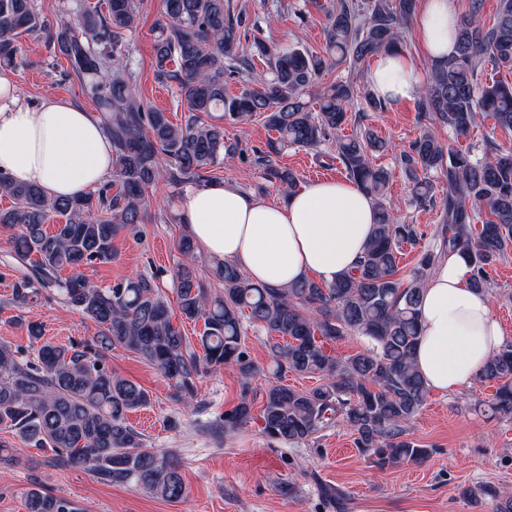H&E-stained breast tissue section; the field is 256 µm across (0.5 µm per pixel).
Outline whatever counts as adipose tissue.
Masks as SVG:
<instances>
[{
    "label": "adipose tissue",
    "mask_w": 512,
    "mask_h": 512,
    "mask_svg": "<svg viewBox=\"0 0 512 512\" xmlns=\"http://www.w3.org/2000/svg\"><path fill=\"white\" fill-rule=\"evenodd\" d=\"M457 29L450 0H423L417 38L430 60L453 52ZM367 79L392 106L416 97L424 83L401 52L380 55ZM112 157L97 114L55 97L20 104L14 76L0 74V172L10 180L37 185L51 199L82 195L111 177ZM178 217L210 259L233 262L255 282L281 288L313 276L329 286L362 254L375 205L349 179L311 182L278 205L214 182L187 187ZM470 276L455 254L432 270L422 292L415 364L427 386L444 393L473 383L505 343L487 294L470 288Z\"/></svg>",
    "instance_id": "adipose-tissue-1"
}]
</instances>
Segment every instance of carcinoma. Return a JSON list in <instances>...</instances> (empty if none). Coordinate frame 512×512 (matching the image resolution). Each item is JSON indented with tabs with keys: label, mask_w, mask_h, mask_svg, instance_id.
I'll return each instance as SVG.
<instances>
[{
	"label": "carcinoma",
	"mask_w": 512,
	"mask_h": 512,
	"mask_svg": "<svg viewBox=\"0 0 512 512\" xmlns=\"http://www.w3.org/2000/svg\"><path fill=\"white\" fill-rule=\"evenodd\" d=\"M226 0H163L167 22L155 37L159 79L178 85L187 114L175 124L167 113L138 97L130 74L112 69L125 36L139 24V0H106L91 6L76 0L74 21L51 24L33 0H0V66L18 64L23 33L44 32L55 55L82 80L85 95L112 140V179L95 193L76 198H47L31 184H16L0 174V195L13 206L0 211V230L17 260L31 273L13 288V303L23 305L58 291L67 304L99 328L90 341L49 342L32 357L0 344V426L34 448H48L61 468L89 471L106 485H133L169 502L186 488L179 462L144 445L127 423L129 413L146 407L148 392L112 372L107 353L122 348L175 381L176 400L190 404L196 379L226 364L242 378L241 401L224 412V431L252 419V379L260 372L242 347L244 320L269 333L272 372L319 378L299 390L268 385L261 397L263 431L286 444L309 442L341 422L354 435L358 452L380 468L422 463L433 452L411 438L410 424L424 407L429 387L414 365L421 336V292L427 272L459 253L472 268L470 286L490 288L488 269L512 251V146L487 142L481 152L452 151L425 128L399 152V165L418 206L439 201L443 214L438 242L421 251L411 278L398 276L405 244L421 234L403 224L386 203L392 173L370 161L389 149L366 128L340 136L347 109L356 98L372 111L387 103L371 89L338 82L316 96L317 108L304 96L330 66L354 69L367 60L401 48L404 26L418 0H338L327 12L326 50L321 57L298 46L282 47L262 38L247 46L240 38L242 19ZM485 0H469L456 48L431 64L419 92L418 111L458 135L466 134L482 112L512 130V87L482 81L490 65L512 70V0H499L496 23L481 25ZM269 63L270 75L255 87L228 97L226 79L250 67L253 57ZM259 115L275 136L254 150L272 185L296 189L298 176L277 166L272 156L287 146L318 149L334 140L331 153H318L322 165L340 164L372 198L377 210L373 236L354 268L331 286L305 279L287 288H269L250 280L227 261L212 262L219 285L211 293L197 276L195 243L186 236V257L175 274L179 314L203 320L199 347L174 325L164 292L144 276L99 288L85 279L84 266L112 260L113 242L124 229L144 223L150 188L164 181L175 188L204 186L209 173L239 153L224 141V121L237 123ZM445 183L442 198L431 174ZM53 215L64 223L47 231ZM482 221L481 228L475 222ZM64 270L70 271L66 278ZM348 336L367 340L369 348L337 358L325 345ZM498 382L486 407L493 418L512 420V344L487 362L481 375ZM471 503L512 512V491L490 484L467 488ZM27 512H80L77 504L40 488L26 493Z\"/></svg>",
	"instance_id": "carcinoma-1"
}]
</instances>
